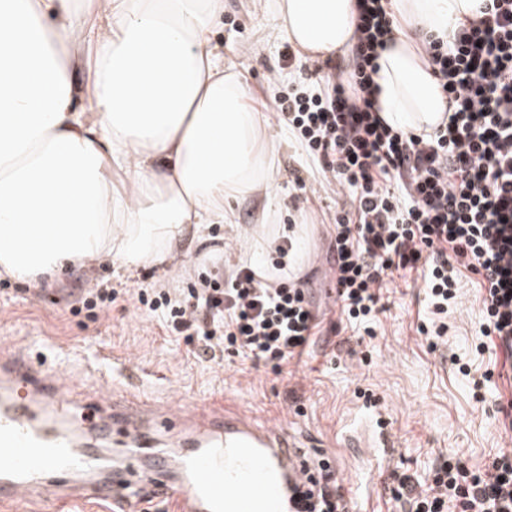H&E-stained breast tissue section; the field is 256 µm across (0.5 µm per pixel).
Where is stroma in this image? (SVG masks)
I'll return each mask as SVG.
<instances>
[{"label":"stroma","instance_id":"35a3bbf8","mask_svg":"<svg viewBox=\"0 0 512 512\" xmlns=\"http://www.w3.org/2000/svg\"><path fill=\"white\" fill-rule=\"evenodd\" d=\"M277 22L267 0H224V18L212 37L235 61L249 95L275 100L286 93L289 66L275 35ZM306 169L298 188L292 169ZM306 167L295 140H287L276 162L271 194L281 200L274 224L257 221L258 204L235 205L231 224L210 225L206 241L187 233L167 263L129 271L110 260L72 266L60 277L27 285L0 279V348L20 351L33 362L65 370L78 391H99L103 376L88 370L98 354L124 357L144 373L119 378L115 395L134 389L158 405L176 403L201 411L221 401L261 424L287 428L297 451L324 455L334 463L348 500L362 499L365 512H388L390 490L402 475L427 479L434 464L450 460L471 468L489 454L512 447V435L497 420L498 397L512 395V380L475 389L460 365L493 368L494 351L478 352V288L472 274L460 279L448 313L447 345L430 348L417 331L418 285L412 275L396 277L384 290V310L374 338L334 333L336 308L325 288L331 279L327 257L336 208L333 188L321 186ZM287 226L298 253L285 267L300 278L322 322L313 354L281 373L256 369L236 357L201 361L181 338L141 309L139 293L201 287L216 270L232 273L239 263L270 265L284 241L275 225ZM117 292L103 311L78 307L90 283Z\"/></svg>","mask_w":512,"mask_h":512}]
</instances>
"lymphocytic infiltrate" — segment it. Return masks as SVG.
<instances>
[{
    "instance_id": "lymphocytic-infiltrate-1",
    "label": "lymphocytic infiltrate",
    "mask_w": 512,
    "mask_h": 512,
    "mask_svg": "<svg viewBox=\"0 0 512 512\" xmlns=\"http://www.w3.org/2000/svg\"><path fill=\"white\" fill-rule=\"evenodd\" d=\"M347 65L304 63V83L280 96L279 122L342 199L330 260L339 318L375 336L381 284L414 273L424 294L418 331L430 347L448 335L462 273L476 277L480 333L512 359V0H484L446 37L419 48L441 94L433 132L397 131L377 112L378 60L391 40L388 0H357ZM194 355L227 353L281 371L307 354L318 323L304 288L241 265L228 278L170 296H140ZM304 512H353L328 458L307 463ZM392 512H512V449L482 467L441 462L430 482L403 476Z\"/></svg>"
}]
</instances>
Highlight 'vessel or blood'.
Instances as JSON below:
<instances>
[{"label": "vessel or blood", "instance_id": "b4317fda", "mask_svg": "<svg viewBox=\"0 0 512 512\" xmlns=\"http://www.w3.org/2000/svg\"><path fill=\"white\" fill-rule=\"evenodd\" d=\"M113 439L116 456L102 450ZM306 477L287 429L220 403L176 412L133 392L78 399L55 371L0 356V508L151 491L178 512H300Z\"/></svg>", "mask_w": 512, "mask_h": 512}]
</instances>
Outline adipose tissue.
Masks as SVG:
<instances>
[{
	"label": "adipose tissue",
	"mask_w": 512,
	"mask_h": 512,
	"mask_svg": "<svg viewBox=\"0 0 512 512\" xmlns=\"http://www.w3.org/2000/svg\"><path fill=\"white\" fill-rule=\"evenodd\" d=\"M480 0H391L382 116L422 133L448 103L419 53ZM277 32L327 58L352 45L356 0H271ZM224 0H0V275L36 283L109 259L166 261L188 227L233 223L283 139L212 43ZM82 82H75V73Z\"/></svg>",
	"instance_id": "adipose-tissue-1"
}]
</instances>
